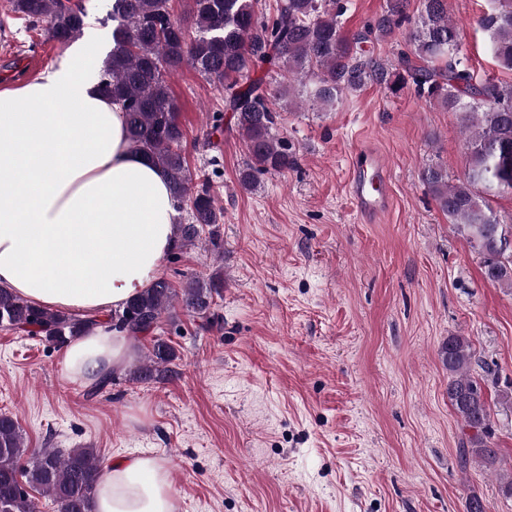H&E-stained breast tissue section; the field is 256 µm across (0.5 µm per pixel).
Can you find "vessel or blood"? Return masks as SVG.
<instances>
[{
	"label": "vessel or blood",
	"instance_id": "obj_1",
	"mask_svg": "<svg viewBox=\"0 0 512 512\" xmlns=\"http://www.w3.org/2000/svg\"><path fill=\"white\" fill-rule=\"evenodd\" d=\"M388 183L389 173L382 158L376 152L358 150L349 193L362 217H374L388 207Z\"/></svg>",
	"mask_w": 512,
	"mask_h": 512
}]
</instances>
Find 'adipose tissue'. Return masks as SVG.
I'll return each instance as SVG.
<instances>
[{"label":"adipose tissue","instance_id":"ef3b65f1","mask_svg":"<svg viewBox=\"0 0 512 512\" xmlns=\"http://www.w3.org/2000/svg\"><path fill=\"white\" fill-rule=\"evenodd\" d=\"M99 51L88 36L39 79L0 89V287L76 316L151 288L176 246L166 175L131 148L118 103L86 73ZM134 357L128 337L104 324L65 345L60 369L92 384ZM95 512H175L164 460L105 465Z\"/></svg>","mask_w":512,"mask_h":512}]
</instances>
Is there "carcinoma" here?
Instances as JSON below:
<instances>
[{"label": "carcinoma", "mask_w": 512, "mask_h": 512, "mask_svg": "<svg viewBox=\"0 0 512 512\" xmlns=\"http://www.w3.org/2000/svg\"><path fill=\"white\" fill-rule=\"evenodd\" d=\"M194 2V29L189 30L172 18L169 0H111L112 49L98 74L102 92L125 113L132 148L167 173L176 208L190 209V220L175 225L181 244H191L204 231L217 244L223 213L206 175L195 176L187 168L186 135L166 75L188 66L224 87L249 157L239 182L250 190L261 176L297 165L288 139L279 135L280 114L264 79L254 76L271 65L285 70L288 80L310 85L314 105H329L342 93L375 82L395 93L407 88L456 113L467 134L464 177L452 183L445 169L429 166L422 179L480 255L484 278L512 288V250L499 249L502 239L512 238V224L501 223L489 204L491 196L512 194V85L491 78L476 81L463 50V32L448 16V0H421L420 25L406 32L407 0H387L385 14L350 40L340 31L342 0H277L276 14L267 20L256 11L258 0ZM7 12L30 26L46 25L60 43L81 34L87 18L77 0H8ZM480 25L489 34L493 58L512 71V0H491ZM401 33L409 52L399 54L394 70L364 47L373 37ZM413 58L421 65L412 64ZM223 286L219 274L194 280L180 292L161 280L112 311L107 319L112 328L134 338L152 336L147 364L129 379L149 383L170 375L175 350L154 335L162 314L180 298L187 311L208 321L213 296ZM95 325L93 317L48 311L0 288L1 327L62 346ZM441 356L448 368V402L466 430L461 460L494 468L499 449L492 443L490 406L472 373L469 338L448 337ZM99 470L97 449L28 448L17 419L0 413V512H37L35 494L51 498L57 512H93Z\"/></svg>", "instance_id": "cac0c4a2"}]
</instances>
